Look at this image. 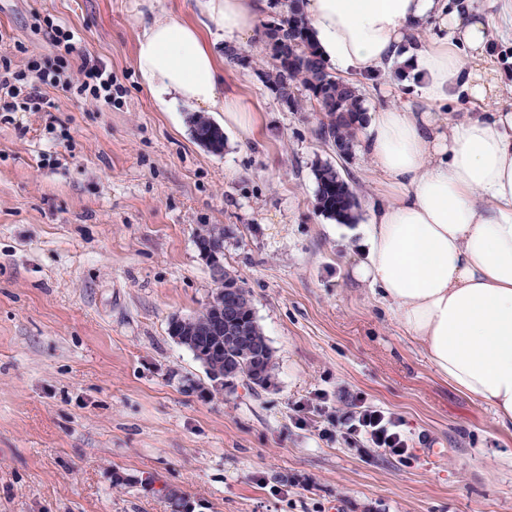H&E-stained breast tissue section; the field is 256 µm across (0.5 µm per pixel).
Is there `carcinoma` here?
<instances>
[{"mask_svg": "<svg viewBox=\"0 0 512 512\" xmlns=\"http://www.w3.org/2000/svg\"><path fill=\"white\" fill-rule=\"evenodd\" d=\"M286 3V13L279 14L276 22L265 25L263 36L270 62L261 70L265 82L289 108H299V91L305 90L324 115L317 135L331 146L336 155L344 159L349 155L352 141L365 121L360 107L357 84L349 79L336 77L328 72L325 61L315 43L309 23L304 19L299 0H275ZM193 139L212 153L224 150V133L209 116L199 113L191 118ZM317 183L316 205L320 213L339 224H350L359 209L358 197L353 190L349 174L342 166L320 164L314 168ZM219 300H212L187 322L171 321L169 332L185 337L183 346L188 348L200 363L202 347L194 337L185 335L187 329L203 325L218 308ZM245 334L251 336L256 351L243 347L238 336H224V378H245L259 387H267L272 378V349L260 328L254 310L240 312Z\"/></svg>", "mask_w": 512, "mask_h": 512, "instance_id": "1", "label": "carcinoma"}]
</instances>
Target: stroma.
<instances>
[{
  "label": "stroma",
  "instance_id": "stroma-1",
  "mask_svg": "<svg viewBox=\"0 0 512 512\" xmlns=\"http://www.w3.org/2000/svg\"><path fill=\"white\" fill-rule=\"evenodd\" d=\"M494 19L495 101L454 90L448 114L512 109V14ZM141 0H0V54L51 57L35 15L66 21L78 50L123 88L96 108L52 88L50 112H0V512H512V430L442 380L376 290L357 281L371 210L387 189L361 145L345 163L360 220L316 207L311 167L335 161L320 115L258 76L262 27L220 59L224 90L256 131L213 154L193 108L160 111L135 67ZM365 112L428 111L415 75L362 79ZM226 228L224 265L274 350L273 384L215 392L168 334L217 290L195 236ZM400 416L417 456L326 439L315 394Z\"/></svg>",
  "mask_w": 512,
  "mask_h": 512
}]
</instances>
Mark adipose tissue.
<instances>
[{
	"label": "adipose tissue",
	"mask_w": 512,
	"mask_h": 512,
	"mask_svg": "<svg viewBox=\"0 0 512 512\" xmlns=\"http://www.w3.org/2000/svg\"><path fill=\"white\" fill-rule=\"evenodd\" d=\"M197 6L194 22H143L136 68L160 111L179 102L217 110L225 129L251 136L249 105L224 93L212 32L250 35L262 4ZM305 12L323 59L358 74L392 63L418 25L437 20L440 36L414 59L421 99L443 105L460 86L484 102L495 89L477 64L488 23L449 12L446 0H306ZM360 139L391 197L371 214L368 259L355 277L378 289L438 375L512 428V111L444 130L432 113L386 106Z\"/></svg>",
	"instance_id": "adipose-tissue-1"
}]
</instances>
